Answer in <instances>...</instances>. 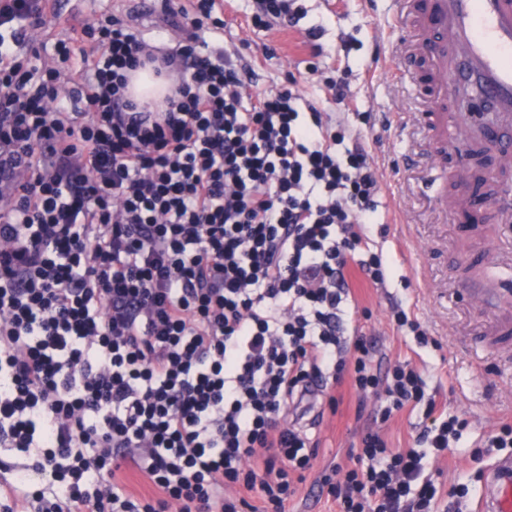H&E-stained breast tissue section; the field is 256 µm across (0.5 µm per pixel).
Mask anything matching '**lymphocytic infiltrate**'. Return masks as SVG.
I'll return each mask as SVG.
<instances>
[{
	"label": "lymphocytic infiltrate",
	"mask_w": 512,
	"mask_h": 512,
	"mask_svg": "<svg viewBox=\"0 0 512 512\" xmlns=\"http://www.w3.org/2000/svg\"><path fill=\"white\" fill-rule=\"evenodd\" d=\"M161 7L174 46L110 15L63 19L41 50L51 0H0V447L28 459L4 512H238L241 490L283 512L320 445L289 415L336 411L344 375L380 425L329 495L340 512H432L426 460L467 421L341 319L350 268L386 281L360 131L293 79L243 95L236 54L208 41L218 0ZM148 64L172 82L158 103L129 91ZM421 404L430 426L390 447L382 423ZM124 468L154 494H131Z\"/></svg>",
	"instance_id": "f902f5d3"
}]
</instances>
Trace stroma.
Returning <instances> with one entry per match:
<instances>
[{"instance_id":"1","label":"stroma","mask_w":512,"mask_h":512,"mask_svg":"<svg viewBox=\"0 0 512 512\" xmlns=\"http://www.w3.org/2000/svg\"><path fill=\"white\" fill-rule=\"evenodd\" d=\"M65 16L89 22L109 14L130 17L156 43L171 36L159 20V0H58ZM305 17L294 28L281 21L256 27L254 0H225L224 45L244 57L252 79L250 93L286 84L295 77L305 99L321 111L336 114L328 88L330 78L344 76L349 101L344 109L368 147L381 184L378 218L387 235L369 227L373 250L383 255L388 276L384 287L353 283V305L343 317L346 334L373 339L383 364L407 361L419 368L429 393L449 412L466 418L457 450L440 459L432 479L443 503H450L457 484L482 486L490 464L504 458L496 448L483 458L471 451L488 432L512 419V333L500 331L501 318L512 319V307L487 313L468 293L481 266L493 263L500 274L512 270V220L496 217L487 202L485 220L463 226L440 212L427 189L431 172L430 135L413 115L414 90L393 82L398 67L388 27L393 0H300ZM322 29L320 56H312L308 28ZM401 302L432 339L420 346L413 334L397 331L392 302ZM336 414H325L315 433L318 458L286 507V512H339L335 499L322 492L318 479L333 466H349L350 449L374 416L361 406L349 385Z\"/></svg>"}]
</instances>
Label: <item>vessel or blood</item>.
<instances>
[{
	"mask_svg": "<svg viewBox=\"0 0 512 512\" xmlns=\"http://www.w3.org/2000/svg\"><path fill=\"white\" fill-rule=\"evenodd\" d=\"M409 38L399 41L406 68L425 65L429 96L421 103L435 149L479 140L512 163V0H423ZM476 512H512V461L495 462Z\"/></svg>",
	"mask_w": 512,
	"mask_h": 512,
	"instance_id": "1",
	"label": "vessel or blood"
}]
</instances>
